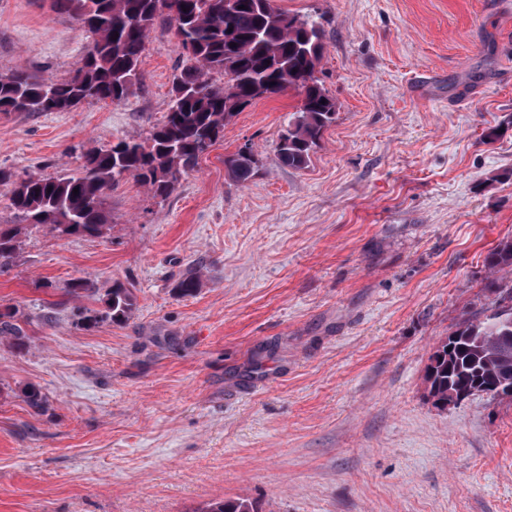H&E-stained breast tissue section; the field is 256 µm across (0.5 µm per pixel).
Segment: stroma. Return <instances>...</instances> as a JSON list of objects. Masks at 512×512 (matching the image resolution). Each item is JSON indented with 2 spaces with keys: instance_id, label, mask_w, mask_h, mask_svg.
Masks as SVG:
<instances>
[{
  "instance_id": "obj_1",
  "label": "stroma",
  "mask_w": 512,
  "mask_h": 512,
  "mask_svg": "<svg viewBox=\"0 0 512 512\" xmlns=\"http://www.w3.org/2000/svg\"><path fill=\"white\" fill-rule=\"evenodd\" d=\"M273 4L325 33L337 114L307 168L274 152L288 91L235 115L169 196L115 184L104 236L22 226L0 273V311L28 338L0 340V512L238 495L261 512H512V402L441 408L424 383L462 315L499 300L485 258L512 236V0ZM90 42L48 0H0V75L68 77ZM179 65L159 25L122 103L0 112V168L70 173L148 133ZM245 145L240 185L224 157ZM77 279L94 290L74 300ZM117 281L133 317L82 326ZM256 158L252 147L245 145L224 159L225 170L235 182L245 183L254 175Z\"/></svg>"
}]
</instances>
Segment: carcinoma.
Returning <instances> with one entry per match:
<instances>
[{"instance_id":"cac0c4a2","label":"carcinoma","mask_w":512,"mask_h":512,"mask_svg":"<svg viewBox=\"0 0 512 512\" xmlns=\"http://www.w3.org/2000/svg\"><path fill=\"white\" fill-rule=\"evenodd\" d=\"M50 9L70 17L92 35L83 66L64 80L35 78L23 70L0 75V112H65L87 101L127 99L140 80L139 65L150 31L173 25L182 64L175 74L169 110L148 135L131 134L85 158L77 173H27L12 180L0 169V184L12 182L10 207L33 227L53 224L62 233L100 237L109 230L105 192L132 176L154 194L167 196L200 157L224 137V126L254 100L288 90L301 97L276 143L280 164L303 169L324 130L336 120V101L316 76L324 53V31L314 17L291 15L272 0H50ZM228 81L219 84L214 76ZM235 182L254 175L255 154L244 146L224 159ZM78 193H73L74 189ZM18 228L0 224V272L14 262ZM488 286L495 274H512V237L487 254ZM201 286L197 272L176 285L183 296ZM103 307L79 311L90 327L109 319L128 321L137 309L132 289L115 282L100 298ZM0 311V335L23 345L28 337ZM512 379V288H501L500 303L481 317L462 319L429 358L424 382L428 396L448 405V389L469 395ZM192 512H259L246 498L213 500Z\"/></svg>"}]
</instances>
